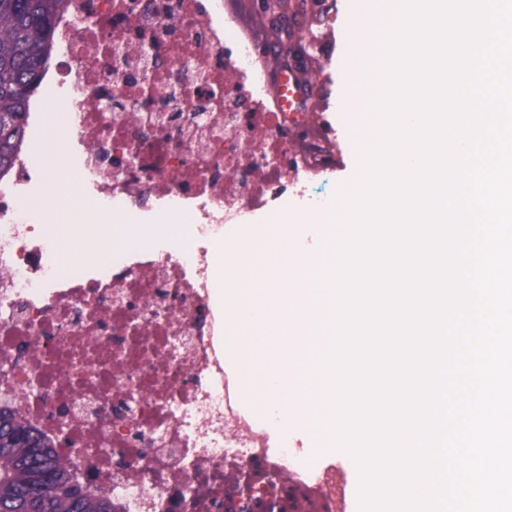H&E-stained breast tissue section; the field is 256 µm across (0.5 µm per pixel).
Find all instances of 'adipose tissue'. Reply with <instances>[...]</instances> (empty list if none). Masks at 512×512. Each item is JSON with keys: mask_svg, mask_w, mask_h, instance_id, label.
I'll use <instances>...</instances> for the list:
<instances>
[{"mask_svg": "<svg viewBox=\"0 0 512 512\" xmlns=\"http://www.w3.org/2000/svg\"><path fill=\"white\" fill-rule=\"evenodd\" d=\"M46 193L62 198L63 207L69 220L67 236L68 252L72 260H79L91 254L92 241L87 238L89 227H96L105 238L115 240L119 245L141 246L149 240L150 234L188 235L189 217L182 216L175 221H164L154 226L152 232L123 224L122 220L102 214L91 203L78 202L74 195L68 194L61 173H52L44 185Z\"/></svg>", "mask_w": 512, "mask_h": 512, "instance_id": "ef3b65f1", "label": "adipose tissue"}]
</instances>
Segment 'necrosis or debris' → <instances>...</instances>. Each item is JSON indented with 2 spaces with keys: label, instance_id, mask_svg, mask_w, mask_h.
Here are the masks:
<instances>
[{
  "label": "necrosis or debris",
  "instance_id": "obj_1",
  "mask_svg": "<svg viewBox=\"0 0 512 512\" xmlns=\"http://www.w3.org/2000/svg\"><path fill=\"white\" fill-rule=\"evenodd\" d=\"M48 85L71 90L73 176L113 216L191 213L198 247L97 242L62 268L39 224H0V408L112 512H288V477L335 512L242 413L210 305V242L336 165L327 119L295 139L267 104L269 51L224 0H68Z\"/></svg>",
  "mask_w": 512,
  "mask_h": 512
}]
</instances>
